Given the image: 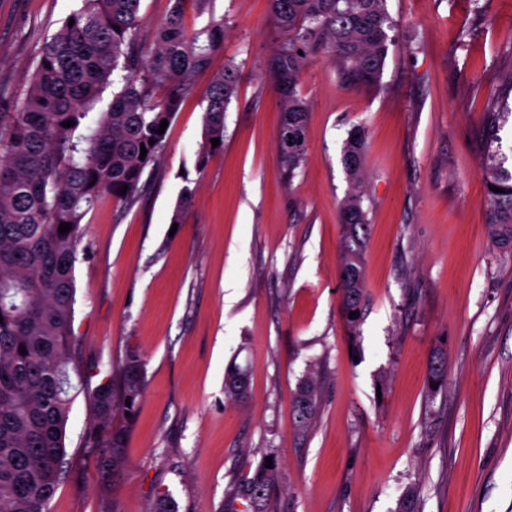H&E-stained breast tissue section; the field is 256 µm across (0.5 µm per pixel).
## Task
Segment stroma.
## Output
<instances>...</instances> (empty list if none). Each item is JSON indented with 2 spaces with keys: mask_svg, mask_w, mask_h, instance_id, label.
Here are the masks:
<instances>
[{
  "mask_svg": "<svg viewBox=\"0 0 512 512\" xmlns=\"http://www.w3.org/2000/svg\"><path fill=\"white\" fill-rule=\"evenodd\" d=\"M80 0H0V92L23 98L43 40ZM392 42L377 86L344 89L331 57L308 58L305 158L285 179L279 98L267 62L279 38L268 0L186 9L224 22V46L193 78L140 200L104 197L82 226L74 332L97 386L127 351L143 395L127 466L102 485L74 400L67 464L49 512H221L229 485L266 453L279 460V512H394L408 487L421 512H512V250L485 216V116L512 73V0H386ZM241 79L224 150L197 168L206 91L226 62ZM367 131L366 251L358 340L343 312V149ZM195 191L181 224L182 187ZM443 353L448 383L428 370ZM247 369L243 401L224 393ZM318 379L307 435L293 396Z\"/></svg>",
  "mask_w": 512,
  "mask_h": 512,
  "instance_id": "1",
  "label": "stroma"
}]
</instances>
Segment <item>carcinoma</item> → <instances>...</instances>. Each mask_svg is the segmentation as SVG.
Here are the masks:
<instances>
[{"mask_svg": "<svg viewBox=\"0 0 512 512\" xmlns=\"http://www.w3.org/2000/svg\"><path fill=\"white\" fill-rule=\"evenodd\" d=\"M142 0H81L38 50L24 98L0 95V512H48L66 464L65 432L73 396L70 375L83 383L84 360L73 330L75 263L81 224L106 194L130 206L140 197L145 169L167 148L162 121L172 122L191 93L195 73L206 69L224 43V20L189 31L185 6L202 15L211 0H171L169 12L144 34ZM281 32L267 76L280 97L278 158L290 179L302 164L307 142V103L298 92L308 56L325 51L346 89L378 84L388 55L392 23L385 0H268ZM120 77L106 111L92 110ZM240 72L228 61L207 95L198 167L223 150L224 112L237 92ZM512 75L487 115L489 138L512 113ZM72 121L71 127L63 122ZM221 140L214 147L211 139ZM367 134L353 129L343 162L350 189L341 207L340 286L346 312L360 311L366 224L360 179ZM155 143H149V140ZM147 150L139 159L140 147ZM128 186L126 193L121 187ZM487 224L500 246L512 247V170L485 178ZM499 187L494 192L489 186ZM194 199L181 190L171 222L180 223ZM71 224L61 234L59 225ZM429 375L441 388L448 372L443 355ZM247 371L226 369L224 389L243 398L236 384ZM143 391L141 361L126 353L109 379L87 393L93 413L85 448L101 456L103 479L123 472L126 429L115 412L134 417ZM319 387L310 377L294 398L295 426L307 432L317 415ZM279 478L272 467L249 470L226 495V512L239 499L275 512L271 494ZM396 512H420L408 488Z\"/></svg>", "mask_w": 512, "mask_h": 512, "instance_id": "1", "label": "carcinoma"}]
</instances>
